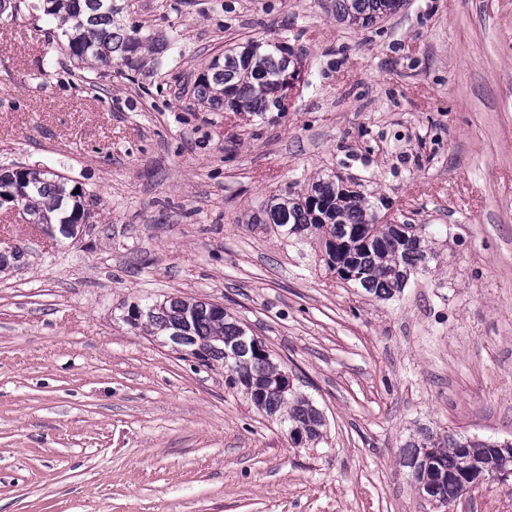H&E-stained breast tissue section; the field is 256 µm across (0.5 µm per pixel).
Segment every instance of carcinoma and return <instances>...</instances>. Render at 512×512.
<instances>
[{
    "mask_svg": "<svg viewBox=\"0 0 512 512\" xmlns=\"http://www.w3.org/2000/svg\"><path fill=\"white\" fill-rule=\"evenodd\" d=\"M401 0H336V17L352 28H363L394 13ZM125 0H44L41 16L55 24L65 42L61 49L82 69L97 76L114 65L143 71L161 64L171 46L165 35H141V27L126 20ZM301 64L286 43L275 39L249 42L248 51L229 50L213 58L195 82L194 101L229 112L285 111L278 96L283 62ZM72 179L49 168L26 169L18 191L19 203L32 223L80 230L87 219L85 192L74 193ZM251 224L280 228L285 237L318 245L328 268L340 278L380 299L401 292L399 270L412 271L426 262L428 249L420 229L405 224L376 223V212L363 194L332 180H316L301 191L276 194ZM143 321L131 327L154 339L175 331L189 337L186 350L206 367L224 368V384L285 428H303L322 438L325 419L307 397L275 386L280 365L269 350H253L255 334L226 311L189 296H167L142 303ZM237 345L241 359L227 364L225 350ZM400 465L412 473L418 495L446 508L463 496L471 476L499 466L492 443L423 428L403 445Z\"/></svg>",
    "mask_w": 512,
    "mask_h": 512,
    "instance_id": "1",
    "label": "carcinoma"
}]
</instances>
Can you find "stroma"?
Masks as SVG:
<instances>
[{"instance_id":"1","label":"stroma","mask_w":512,"mask_h":512,"mask_svg":"<svg viewBox=\"0 0 512 512\" xmlns=\"http://www.w3.org/2000/svg\"><path fill=\"white\" fill-rule=\"evenodd\" d=\"M174 38L149 74L87 89L46 21L0 20V167L85 191L80 236L0 208V512H437L398 465L419 428L512 440V0H404L367 28L334 0H128ZM286 42L283 112L185 95L213 56ZM334 176L433 255L394 298L252 226ZM173 294L223 304L319 408L296 446L212 369L126 324ZM448 512H512V479Z\"/></svg>"}]
</instances>
